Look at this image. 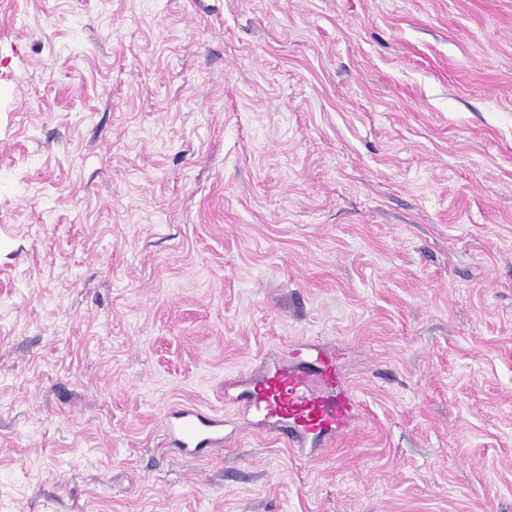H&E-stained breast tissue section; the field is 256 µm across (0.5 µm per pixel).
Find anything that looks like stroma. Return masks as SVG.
I'll return each mask as SVG.
<instances>
[{"label": "stroma", "instance_id": "stroma-1", "mask_svg": "<svg viewBox=\"0 0 512 512\" xmlns=\"http://www.w3.org/2000/svg\"><path fill=\"white\" fill-rule=\"evenodd\" d=\"M0 512H512V0H0ZM324 368L317 375L298 374L290 370L268 371L253 400L246 408L278 418L288 424L283 434L296 447H301L304 436L317 430H336L356 412L352 395L340 391V375L331 359H323ZM337 393V399L327 395ZM168 428L174 448L202 452L224 444V419L195 409L172 413Z\"/></svg>", "mask_w": 512, "mask_h": 512}]
</instances>
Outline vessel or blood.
<instances>
[{
    "label": "vessel or blood",
    "mask_w": 512,
    "mask_h": 512,
    "mask_svg": "<svg viewBox=\"0 0 512 512\" xmlns=\"http://www.w3.org/2000/svg\"><path fill=\"white\" fill-rule=\"evenodd\" d=\"M323 364L317 375L267 372L262 386L247 400V408L284 421L283 433L297 447L306 434L342 426L357 404L353 396L343 393L333 361L327 358ZM168 428L174 447L182 450L202 452L224 444V420L213 414L179 409L172 413Z\"/></svg>",
    "instance_id": "b4317fda"
}]
</instances>
